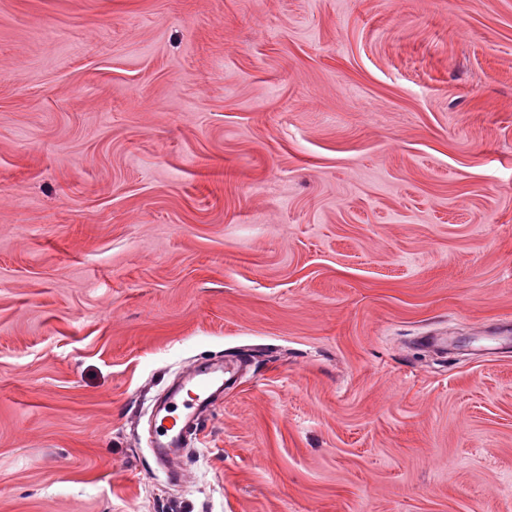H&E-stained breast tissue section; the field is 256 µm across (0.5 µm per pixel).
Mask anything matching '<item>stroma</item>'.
<instances>
[{
  "label": "stroma",
  "mask_w": 512,
  "mask_h": 512,
  "mask_svg": "<svg viewBox=\"0 0 512 512\" xmlns=\"http://www.w3.org/2000/svg\"><path fill=\"white\" fill-rule=\"evenodd\" d=\"M0 512H512V0H0ZM226 374H229L227 378ZM234 378V372L225 368L223 377L208 368H189L184 385L172 393L154 424L156 448L171 465L179 461L185 447L182 442L184 429L198 411L212 403V386L221 382L223 387L234 383Z\"/></svg>",
  "instance_id": "obj_1"
}]
</instances>
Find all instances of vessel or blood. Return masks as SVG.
I'll use <instances>...</instances> for the list:
<instances>
[{
  "label": "vessel or blood",
  "instance_id": "obj_1",
  "mask_svg": "<svg viewBox=\"0 0 512 512\" xmlns=\"http://www.w3.org/2000/svg\"><path fill=\"white\" fill-rule=\"evenodd\" d=\"M221 375L208 369L189 368L184 384L169 397L156 419V448L170 463H177L184 444L183 431L198 411L213 401L211 388L221 382Z\"/></svg>",
  "mask_w": 512,
  "mask_h": 512
}]
</instances>
